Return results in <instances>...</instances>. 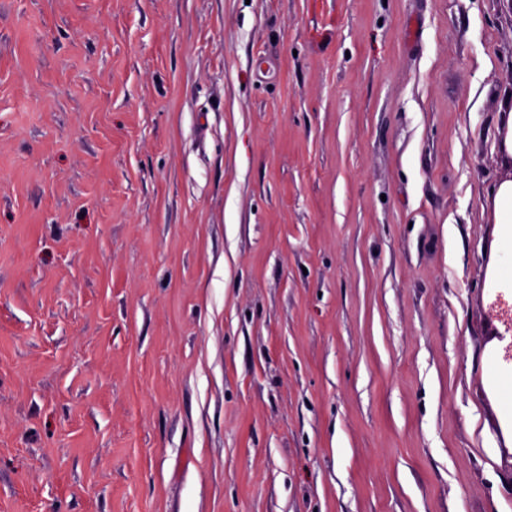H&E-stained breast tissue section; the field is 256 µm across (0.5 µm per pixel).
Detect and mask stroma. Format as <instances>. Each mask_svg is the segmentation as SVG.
Masks as SVG:
<instances>
[{
  "mask_svg": "<svg viewBox=\"0 0 512 512\" xmlns=\"http://www.w3.org/2000/svg\"><path fill=\"white\" fill-rule=\"evenodd\" d=\"M0 0V512H512V0ZM498 224H504V241L512 245V182L500 186L497 194Z\"/></svg>",
  "mask_w": 512,
  "mask_h": 512,
  "instance_id": "obj_1",
  "label": "stroma"
}]
</instances>
